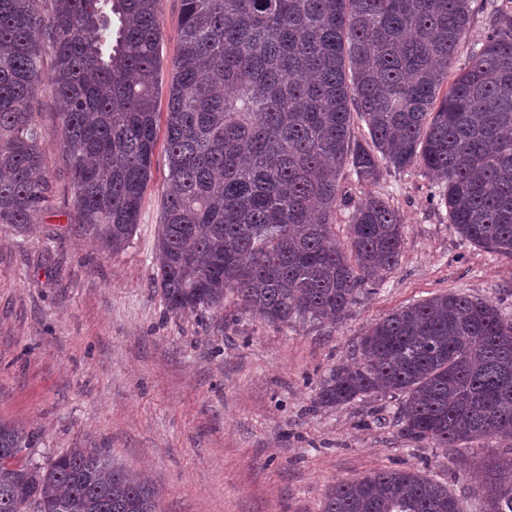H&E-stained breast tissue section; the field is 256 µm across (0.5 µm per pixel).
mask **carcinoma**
I'll return each mask as SVG.
<instances>
[{
    "instance_id": "obj_1",
    "label": "carcinoma",
    "mask_w": 512,
    "mask_h": 512,
    "mask_svg": "<svg viewBox=\"0 0 512 512\" xmlns=\"http://www.w3.org/2000/svg\"><path fill=\"white\" fill-rule=\"evenodd\" d=\"M161 0H0V224L38 220L50 182L35 113L50 82L81 228L103 250L139 223L158 136ZM471 0H181L167 86V187L156 285L168 313L232 292L274 325L340 322L396 268L398 210L371 194L333 227L339 175L374 183L421 164L475 246L512 261V13L448 79ZM444 95H439L443 84ZM360 119L370 142H351ZM323 381L320 407L401 393L400 434L438 448L512 441V321L450 292L373 323ZM37 436L0 419V512H156L100 448L31 462ZM485 512H512V463H478ZM322 512H465L418 471L343 481Z\"/></svg>"
}]
</instances>
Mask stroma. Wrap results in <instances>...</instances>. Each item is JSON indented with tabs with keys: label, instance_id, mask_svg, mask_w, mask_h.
Masks as SVG:
<instances>
[{
	"label": "stroma",
	"instance_id": "obj_1",
	"mask_svg": "<svg viewBox=\"0 0 512 512\" xmlns=\"http://www.w3.org/2000/svg\"><path fill=\"white\" fill-rule=\"evenodd\" d=\"M41 100L49 202L38 223L0 224V419L35 432L33 462L105 449L150 482L157 512H321L336 483L380 469L421 471L482 512L469 468L512 459L511 445L405 439L395 394L314 405L369 325L398 308L463 292L512 319V263L461 238L423 167L383 171L372 185L343 174L337 239L354 205L378 194L399 211L404 245L342 322L273 325L231 294L222 309L176 317L155 284L164 149L130 242L104 252L77 224L50 82Z\"/></svg>",
	"mask_w": 512,
	"mask_h": 512
}]
</instances>
